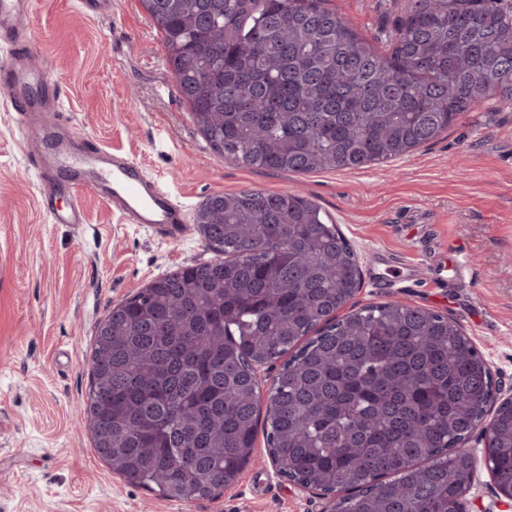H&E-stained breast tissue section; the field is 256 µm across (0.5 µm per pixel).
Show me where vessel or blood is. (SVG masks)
Wrapping results in <instances>:
<instances>
[{
  "instance_id": "1",
  "label": "vessel or blood",
  "mask_w": 512,
  "mask_h": 512,
  "mask_svg": "<svg viewBox=\"0 0 512 512\" xmlns=\"http://www.w3.org/2000/svg\"><path fill=\"white\" fill-rule=\"evenodd\" d=\"M21 0H0V41L9 50L0 55V90L12 93L34 82L50 86L52 79L29 66L31 36L21 23ZM47 196L90 191L106 198L131 224H152L169 234L179 232L187 214L161 183L125 156H108L93 143L77 142L47 163L44 152L31 158Z\"/></svg>"
}]
</instances>
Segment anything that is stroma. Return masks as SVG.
<instances>
[{
    "label": "stroma",
    "instance_id": "obj_1",
    "mask_svg": "<svg viewBox=\"0 0 512 512\" xmlns=\"http://www.w3.org/2000/svg\"><path fill=\"white\" fill-rule=\"evenodd\" d=\"M407 0H328L364 39ZM29 61L59 82L44 113L126 155L195 216L212 195L297 193L335 221L359 258L354 308L390 300L456 320L512 396V108L462 116L433 143L382 165L306 175L238 166L215 153L179 95L161 33L141 0H27ZM36 144L0 91V512H324L285 481L257 438L233 485L175 501L128 484L98 455L82 414L102 319L138 289L217 260L195 223L170 236L129 224L93 193L80 224H55L27 165ZM473 435L466 512H512Z\"/></svg>",
    "mask_w": 512,
    "mask_h": 512
}]
</instances>
